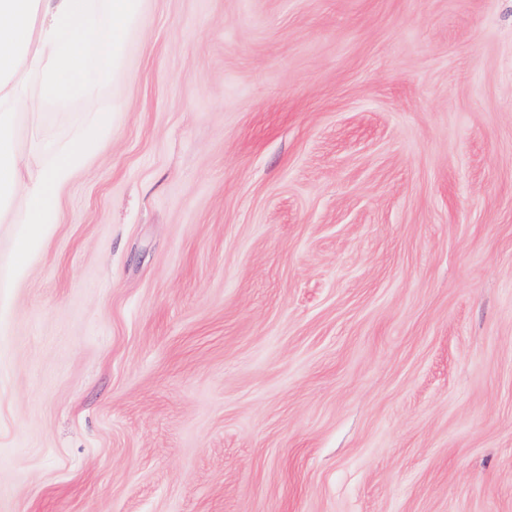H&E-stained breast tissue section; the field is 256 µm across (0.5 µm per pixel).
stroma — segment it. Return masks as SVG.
<instances>
[{
    "label": "stroma",
    "instance_id": "35a3bbf8",
    "mask_svg": "<svg viewBox=\"0 0 512 512\" xmlns=\"http://www.w3.org/2000/svg\"><path fill=\"white\" fill-rule=\"evenodd\" d=\"M99 93L0 223V512H512V0H142Z\"/></svg>",
    "mask_w": 512,
    "mask_h": 512
}]
</instances>
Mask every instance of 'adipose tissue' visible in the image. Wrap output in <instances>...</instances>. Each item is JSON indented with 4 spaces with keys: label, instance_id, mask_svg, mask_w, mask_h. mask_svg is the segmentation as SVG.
I'll return each mask as SVG.
<instances>
[{
    "label": "adipose tissue",
    "instance_id": "obj_1",
    "mask_svg": "<svg viewBox=\"0 0 512 512\" xmlns=\"http://www.w3.org/2000/svg\"><path fill=\"white\" fill-rule=\"evenodd\" d=\"M140 0H0V223L20 224L14 253L25 265L53 223L57 199L90 151L112 132L97 82L108 79L136 29ZM82 100L92 117L60 143L44 135L30 144L43 157L23 169L15 142L19 115L38 118L48 104Z\"/></svg>",
    "mask_w": 512,
    "mask_h": 512
}]
</instances>
